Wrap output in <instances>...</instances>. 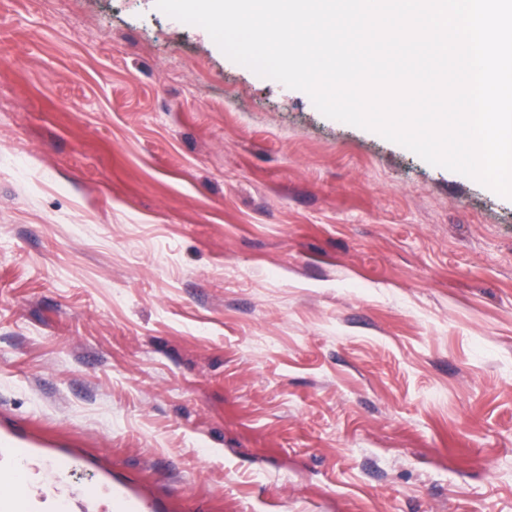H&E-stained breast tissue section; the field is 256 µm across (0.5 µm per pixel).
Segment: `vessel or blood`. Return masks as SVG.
<instances>
[{"instance_id":"1","label":"vessel or blood","mask_w":512,"mask_h":512,"mask_svg":"<svg viewBox=\"0 0 512 512\" xmlns=\"http://www.w3.org/2000/svg\"><path fill=\"white\" fill-rule=\"evenodd\" d=\"M89 472L92 488L75 481ZM21 473L12 490L0 491V512H170L168 501L139 477L116 468L105 451L44 436L22 419L0 417V477Z\"/></svg>"}]
</instances>
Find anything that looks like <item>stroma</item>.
<instances>
[{
  "label": "stroma",
  "mask_w": 512,
  "mask_h": 512,
  "mask_svg": "<svg viewBox=\"0 0 512 512\" xmlns=\"http://www.w3.org/2000/svg\"><path fill=\"white\" fill-rule=\"evenodd\" d=\"M171 512H512V199L155 0H0V413Z\"/></svg>",
  "instance_id": "35a3bbf8"
}]
</instances>
